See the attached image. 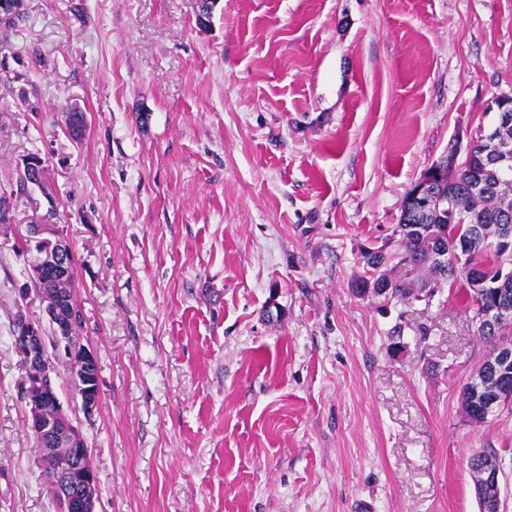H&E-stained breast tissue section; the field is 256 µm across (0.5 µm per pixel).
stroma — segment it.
I'll use <instances>...</instances> for the list:
<instances>
[{
	"label": "stroma",
	"instance_id": "35a3bbf8",
	"mask_svg": "<svg viewBox=\"0 0 512 512\" xmlns=\"http://www.w3.org/2000/svg\"><path fill=\"white\" fill-rule=\"evenodd\" d=\"M199 5L23 0L0 27V512H60L11 339L43 316L18 292L32 222L72 247L100 366L88 416L56 376L95 512H479L486 448L512 512V406L462 407L490 348L455 287L355 289L407 189L512 96V0ZM34 154L45 186L18 191Z\"/></svg>",
	"mask_w": 512,
	"mask_h": 512
}]
</instances>
